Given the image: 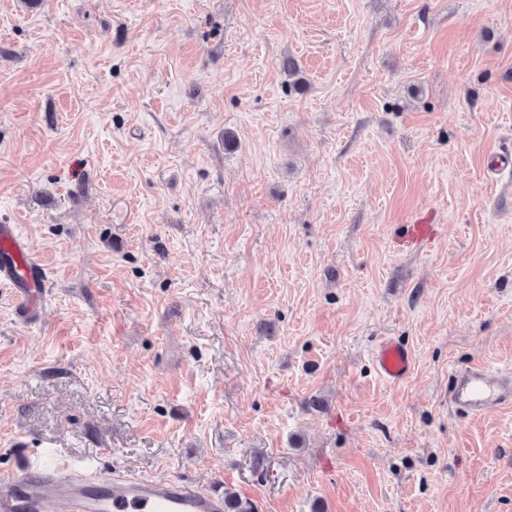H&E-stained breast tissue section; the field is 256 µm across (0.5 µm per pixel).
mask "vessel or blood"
<instances>
[{"instance_id": "vessel-or-blood-1", "label": "vessel or blood", "mask_w": 512, "mask_h": 512, "mask_svg": "<svg viewBox=\"0 0 512 512\" xmlns=\"http://www.w3.org/2000/svg\"><path fill=\"white\" fill-rule=\"evenodd\" d=\"M46 279L29 241L15 225L0 224V284L17 293L23 317L42 311ZM373 362L382 379L398 382L409 374L412 357L400 342L385 338ZM448 397L451 407L471 416L511 408L512 369L475 364L457 371ZM0 512H224V497L180 478L72 464L45 450L20 470L0 472Z\"/></svg>"}]
</instances>
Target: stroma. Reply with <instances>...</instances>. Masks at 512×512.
I'll list each match as a JSON object with an SVG mask.
<instances>
[{"label":"stroma","instance_id":"obj_1","mask_svg":"<svg viewBox=\"0 0 512 512\" xmlns=\"http://www.w3.org/2000/svg\"><path fill=\"white\" fill-rule=\"evenodd\" d=\"M509 150L512 0H0V224L50 288L0 285V470L512 512V408L448 405L512 368ZM378 375L387 382H399L410 372L412 357L407 347L393 338L379 341L373 352ZM449 403L455 410L479 416L512 407V369L492 370L475 364L452 374Z\"/></svg>","mask_w":512,"mask_h":512}]
</instances>
